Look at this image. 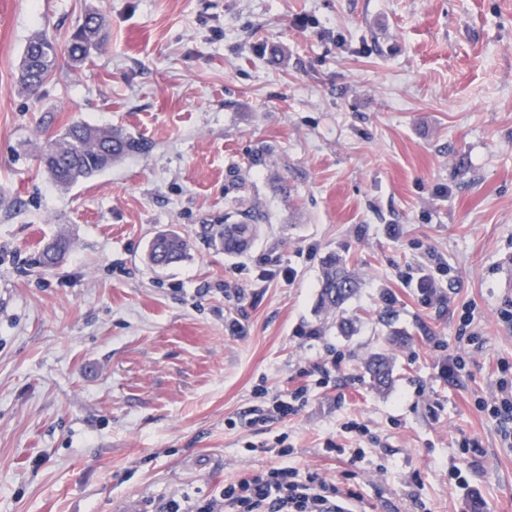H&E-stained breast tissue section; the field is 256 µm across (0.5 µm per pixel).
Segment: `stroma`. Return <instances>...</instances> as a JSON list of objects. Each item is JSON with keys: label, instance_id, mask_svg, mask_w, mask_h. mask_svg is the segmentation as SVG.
Returning a JSON list of instances; mask_svg holds the SVG:
<instances>
[{"label": "stroma", "instance_id": "35a3bbf8", "mask_svg": "<svg viewBox=\"0 0 512 512\" xmlns=\"http://www.w3.org/2000/svg\"><path fill=\"white\" fill-rule=\"evenodd\" d=\"M91 9L101 51L20 92L30 36ZM76 120L149 149L59 190L37 156ZM250 210L246 251L201 238ZM171 227L188 257L150 267ZM432 250L439 310L406 281ZM332 256L360 280L351 336L317 307ZM511 304L512 0H0V512H140L284 464L349 481L364 512H507L512 447L477 402L512 362ZM467 311L455 382L429 339L457 353ZM332 354L296 414L247 425ZM70 248V241L63 236H59L48 243L41 251L39 263L46 268L57 264ZM366 371L377 390H385L392 384V365L388 356H372L366 363Z\"/></svg>", "mask_w": 512, "mask_h": 512}]
</instances>
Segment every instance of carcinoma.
<instances>
[{
	"label": "carcinoma",
	"instance_id": "obj_1",
	"mask_svg": "<svg viewBox=\"0 0 512 512\" xmlns=\"http://www.w3.org/2000/svg\"><path fill=\"white\" fill-rule=\"evenodd\" d=\"M104 43V20L97 12L85 13L81 23L60 46L56 33L44 27L29 39L22 55L17 85L35 95L57 71L61 58L69 66L80 68ZM65 56H60V53ZM142 149L139 139L112 127H101L74 121L64 132L47 139L40 162L53 182L62 189L90 179L112 166L122 156ZM210 241L226 254H235L247 247L255 234L253 224H211L207 227ZM70 248V241L59 236L41 251L39 263L50 268L57 264ZM190 250L189 241L175 231L154 238L146 254L153 267H167L182 261ZM359 282L347 269L345 262L333 257L325 263L322 273L320 310L335 317L345 303L357 292ZM372 385L385 390L392 384L390 358L383 354L372 356L366 363Z\"/></svg>",
	"mask_w": 512,
	"mask_h": 512
}]
</instances>
